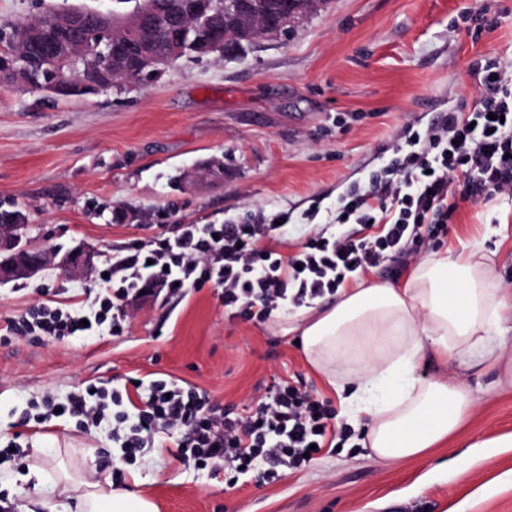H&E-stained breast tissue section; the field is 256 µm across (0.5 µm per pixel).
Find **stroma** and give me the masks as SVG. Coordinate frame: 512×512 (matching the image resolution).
<instances>
[{
  "label": "stroma",
  "mask_w": 512,
  "mask_h": 512,
  "mask_svg": "<svg viewBox=\"0 0 512 512\" xmlns=\"http://www.w3.org/2000/svg\"><path fill=\"white\" fill-rule=\"evenodd\" d=\"M131 13L134 0H0V28L46 9ZM488 26L475 33L473 18ZM512 65V0H327L288 40L259 38L233 59L173 61L145 84L119 82L60 98L0 84V211L26 216L27 237L50 250L82 244L96 270L48 262L31 279L0 285V329L40 303L80 304L112 251L149 239L157 224L236 223L249 212H288L305 231L331 222L350 186L387 165L406 128L425 131L470 107L480 66ZM120 210L142 221L116 220ZM479 245L501 287L512 289V196L461 203L442 249ZM290 306L260 324L228 322L217 291L139 307L126 335L62 340L0 336V465L26 512L74 506L51 482L22 479L58 464L97 479L120 475L159 512H512V380L469 354L426 358L416 375L445 374L473 392L458 433L426 455L371 457L367 419L351 423L340 399L282 327ZM129 376L173 378L247 414L272 379L300 381L337 410L344 448L268 482L249 472L229 488L157 448L122 461L112 426L75 418L37 421L35 406Z\"/></svg>",
  "instance_id": "obj_1"
}]
</instances>
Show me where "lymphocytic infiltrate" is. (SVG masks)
<instances>
[{"label":"lymphocytic infiltrate","instance_id":"obj_1","mask_svg":"<svg viewBox=\"0 0 512 512\" xmlns=\"http://www.w3.org/2000/svg\"><path fill=\"white\" fill-rule=\"evenodd\" d=\"M394 152L365 190L341 199L342 232H310L285 255L279 247L288 240L286 213L239 224H163L149 241L113 251L86 308L38 305L9 321L7 330L54 339L119 337L146 300L182 298L208 285L220 290L228 321L261 323L279 306L335 294L368 271L386 266L400 274L422 250L441 243L460 203L512 193V79L488 69L469 111L446 113ZM64 410L84 428L112 419V440L129 462L166 434L177 459L223 471L231 487L263 464L268 480H279L285 469L306 464L310 448L331 447L339 435L328 402L283 380L271 383L245 415L197 388L131 377L109 392L74 393Z\"/></svg>","mask_w":512,"mask_h":512}]
</instances>
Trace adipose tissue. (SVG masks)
<instances>
[{"instance_id":"ef3b65f1","label":"adipose tissue","mask_w":512,"mask_h":512,"mask_svg":"<svg viewBox=\"0 0 512 512\" xmlns=\"http://www.w3.org/2000/svg\"><path fill=\"white\" fill-rule=\"evenodd\" d=\"M337 295L321 309L301 308L288 329L298 333L308 363L331 386L350 373L354 387L340 402L351 420L370 417L368 446L379 459L425 454L454 435L476 403L451 380L416 377L426 348L447 358L478 350L493 363L508 361L491 336L512 311V292L499 287L480 249L430 254L401 288L361 281ZM76 507L158 512L149 497L108 478L81 482Z\"/></svg>"}]
</instances>
